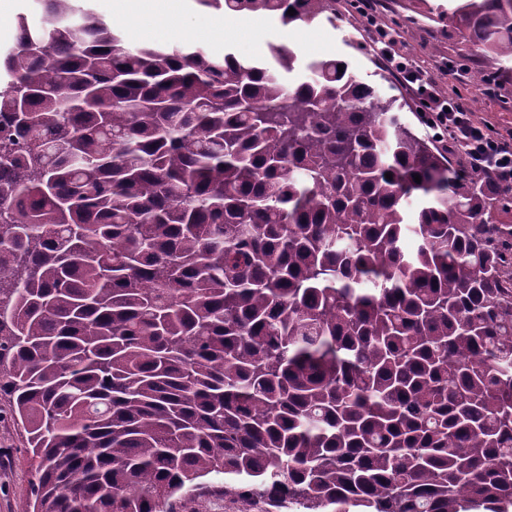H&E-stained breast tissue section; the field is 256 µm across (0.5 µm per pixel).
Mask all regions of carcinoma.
Returning a JSON list of instances; mask_svg holds the SVG:
<instances>
[{
    "label": "carcinoma",
    "mask_w": 512,
    "mask_h": 512,
    "mask_svg": "<svg viewBox=\"0 0 512 512\" xmlns=\"http://www.w3.org/2000/svg\"><path fill=\"white\" fill-rule=\"evenodd\" d=\"M37 2L0 52V395L32 512H177L211 474L290 512H509L512 184L344 60L132 47ZM448 24L512 64V0Z\"/></svg>",
    "instance_id": "cac0c4a2"
}]
</instances>
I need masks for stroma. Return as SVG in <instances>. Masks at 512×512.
I'll use <instances>...</instances> for the list:
<instances>
[{"label": "stroma", "mask_w": 512, "mask_h": 512, "mask_svg": "<svg viewBox=\"0 0 512 512\" xmlns=\"http://www.w3.org/2000/svg\"><path fill=\"white\" fill-rule=\"evenodd\" d=\"M336 21L311 25L282 26L264 14L245 15L241 21L248 28L244 39L217 40L195 36L203 23L220 24L223 12H200L195 0H182L181 24L187 42H194L215 53L234 52L249 59H268L272 44H291L299 49L304 61L333 56L345 60L350 71L363 83L374 87L381 98L398 99L404 104L402 122L419 135L432 137L422 121L425 106L417 93L392 75L378 51L371 32L360 15L359 0H336ZM377 16L398 36L397 48L409 60L428 71L440 89L448 87L449 62L468 64L471 73L494 75L492 84L473 83L464 79L459 88L468 106L489 120L497 129L512 130V68L498 65L485 57L470 42L448 25L453 0H373ZM37 474L30 460L26 434L11 416L7 399H0V512H24L32 500V485ZM210 492L184 504L183 512H266L265 504L244 507L233 495H223V476L211 475Z\"/></svg>", "instance_id": "35a3bbf8"}]
</instances>
